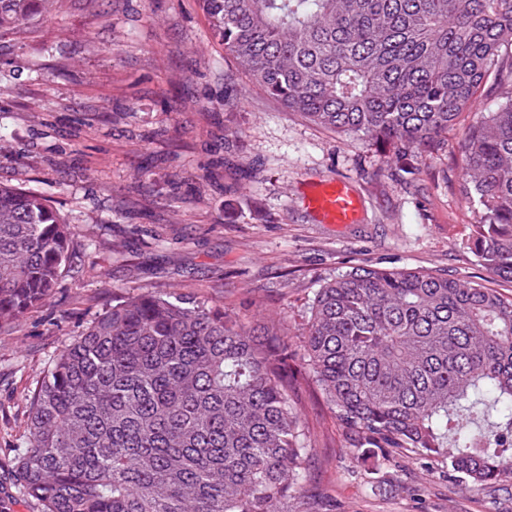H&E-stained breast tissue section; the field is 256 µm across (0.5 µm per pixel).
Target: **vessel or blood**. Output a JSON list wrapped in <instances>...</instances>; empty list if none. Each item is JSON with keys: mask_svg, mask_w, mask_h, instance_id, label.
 Segmentation results:
<instances>
[{"mask_svg": "<svg viewBox=\"0 0 512 512\" xmlns=\"http://www.w3.org/2000/svg\"><path fill=\"white\" fill-rule=\"evenodd\" d=\"M302 201L326 224L356 223L363 210L361 198L347 182L339 179L310 186Z\"/></svg>", "mask_w": 512, "mask_h": 512, "instance_id": "obj_1", "label": "vessel or blood"}]
</instances>
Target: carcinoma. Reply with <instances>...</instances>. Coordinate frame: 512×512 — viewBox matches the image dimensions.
Segmentation results:
<instances>
[{
  "label": "carcinoma",
  "instance_id": "cac0c4a2",
  "mask_svg": "<svg viewBox=\"0 0 512 512\" xmlns=\"http://www.w3.org/2000/svg\"><path fill=\"white\" fill-rule=\"evenodd\" d=\"M59 0H0V31ZM268 96L396 154L445 143L478 89L460 192L473 252L512 279V0H199ZM75 254L42 196L0 186V334ZM250 329L188 294L119 295L36 387L15 480L41 512H288L304 504L302 382L357 457L405 449L476 487L512 481V299L424 270L324 282L299 333Z\"/></svg>",
  "mask_w": 512,
  "mask_h": 512
}]
</instances>
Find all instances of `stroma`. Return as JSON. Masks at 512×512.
<instances>
[{"label":"stroma","mask_w":512,"mask_h":512,"mask_svg":"<svg viewBox=\"0 0 512 512\" xmlns=\"http://www.w3.org/2000/svg\"><path fill=\"white\" fill-rule=\"evenodd\" d=\"M495 103L481 89L407 175L392 148L313 125L238 72L198 0H64L0 33V184L47 199L78 243L74 270L0 335V512H41L15 484L28 401L113 291L191 293L249 326L279 321L291 342L315 290L357 267L512 297L473 253L458 183L465 131ZM336 178L364 200L358 223H320L302 203ZM297 411L315 443L307 493L335 512H512L510 481L471 487L403 453L356 458L315 385Z\"/></svg>","instance_id":"stroma-1"}]
</instances>
